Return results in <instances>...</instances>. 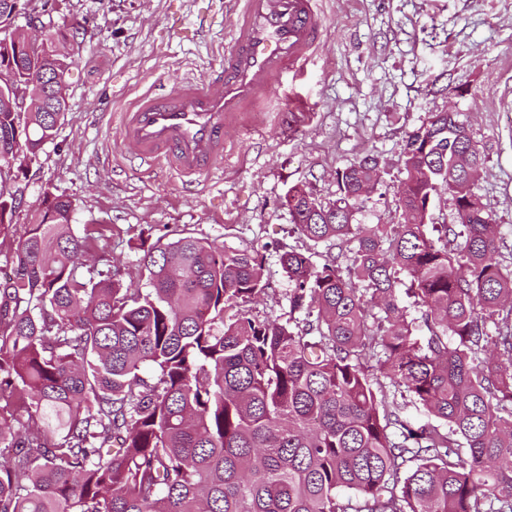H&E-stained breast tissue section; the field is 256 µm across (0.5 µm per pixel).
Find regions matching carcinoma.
I'll return each instance as SVG.
<instances>
[{"mask_svg": "<svg viewBox=\"0 0 512 512\" xmlns=\"http://www.w3.org/2000/svg\"><path fill=\"white\" fill-rule=\"evenodd\" d=\"M0 45V512H512V268L473 191L485 159L455 112L408 134L396 195L407 219L356 224L380 180L364 156L324 204L288 189L293 231L353 254L347 268L288 250V319L253 312L263 256L164 234L144 251L147 287L126 288L51 191L17 233L28 163L64 118V95ZM38 106L14 112L10 88ZM448 193L458 223L435 224ZM423 308L415 334L400 292ZM389 384L392 398L377 397ZM436 423L416 424L409 406Z\"/></svg>", "mask_w": 512, "mask_h": 512, "instance_id": "cac0c4a2", "label": "carcinoma"}]
</instances>
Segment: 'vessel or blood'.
<instances>
[{
  "label": "vessel or blood",
  "mask_w": 512,
  "mask_h": 512,
  "mask_svg": "<svg viewBox=\"0 0 512 512\" xmlns=\"http://www.w3.org/2000/svg\"><path fill=\"white\" fill-rule=\"evenodd\" d=\"M229 44L203 75L138 97L119 119L141 163L165 166L183 186L200 184L224 157L230 129L249 124L274 82L303 77L322 34L318 0H231Z\"/></svg>",
  "instance_id": "obj_1"
}]
</instances>
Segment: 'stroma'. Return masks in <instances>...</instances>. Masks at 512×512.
<instances>
[{"label":"stroma","instance_id":"35a3bbf8","mask_svg":"<svg viewBox=\"0 0 512 512\" xmlns=\"http://www.w3.org/2000/svg\"><path fill=\"white\" fill-rule=\"evenodd\" d=\"M325 33L300 81L276 83L278 96L309 105L306 123L276 127L274 104L229 134L235 152L208 184L189 190L168 172L148 171L119 147L112 117L145 91L217 64L229 9L220 0H55L56 27L87 34L62 45L69 66L68 111L34 162L17 210L25 220L44 191L69 196L73 228L108 224L107 257L124 284L144 287L137 238L204 236L264 256L267 289L254 309L287 312L288 280L279 254L289 247L323 263L352 255L334 243L289 234L282 200L304 185L322 203L336 200L337 170L363 156L378 161L381 182L362 197L358 224L402 220L396 191L405 178L401 148L432 113L454 110L486 161L474 190L492 213L512 262V0H322ZM202 25L186 38L183 29Z\"/></svg>","mask_w":512,"mask_h":512}]
</instances>
